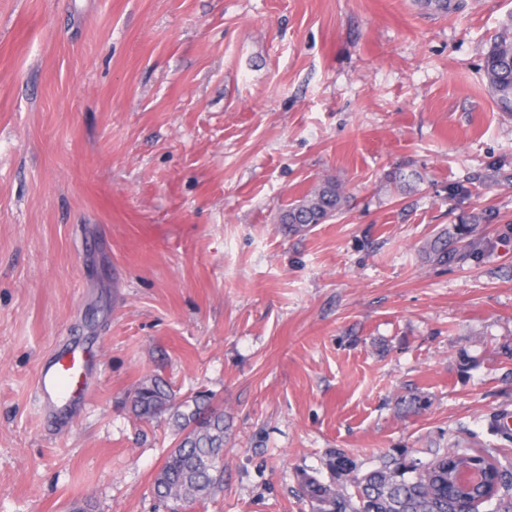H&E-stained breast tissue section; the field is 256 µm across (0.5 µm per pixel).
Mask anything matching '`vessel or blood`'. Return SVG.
<instances>
[{
  "label": "vessel or blood",
  "instance_id": "obj_1",
  "mask_svg": "<svg viewBox=\"0 0 512 512\" xmlns=\"http://www.w3.org/2000/svg\"><path fill=\"white\" fill-rule=\"evenodd\" d=\"M94 362L80 338L68 339L41 365L35 381L43 409L66 418L88 395Z\"/></svg>",
  "mask_w": 512,
  "mask_h": 512
}]
</instances>
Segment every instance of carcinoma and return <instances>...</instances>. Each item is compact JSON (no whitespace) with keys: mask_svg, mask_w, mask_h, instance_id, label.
<instances>
[{"mask_svg":"<svg viewBox=\"0 0 512 512\" xmlns=\"http://www.w3.org/2000/svg\"><path fill=\"white\" fill-rule=\"evenodd\" d=\"M483 71L495 107L512 117V13L490 43ZM345 202L340 185L325 180L293 201L282 223L291 231L322 224L337 216ZM428 255L438 264L448 263L442 238L430 242ZM168 403V394L153 385L139 391L135 406L148 418ZM173 418L179 441L154 476L152 490L158 499L173 503L170 512H187L224 484V412L196 397L175 408ZM467 464L487 467L492 475V489L478 500L456 494V473ZM325 466L331 474L327 483L307 473L298 475L311 512H512V463L473 448H448L433 453L427 462L405 452L388 454L378 467L364 473L346 453L335 450Z\"/></svg>","mask_w":512,"mask_h":512,"instance_id":"cac0c4a2","label":"carcinoma"}]
</instances>
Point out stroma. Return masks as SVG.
<instances>
[{"mask_svg": "<svg viewBox=\"0 0 512 512\" xmlns=\"http://www.w3.org/2000/svg\"><path fill=\"white\" fill-rule=\"evenodd\" d=\"M511 13L0 0V512H168L157 379L228 426L194 512H310L331 448L512 456V118L482 71ZM326 179L342 212L288 231ZM68 336L94 389L55 421L34 385ZM168 394L160 386L142 388L137 396L135 406L137 412L143 417H151L169 403Z\"/></svg>", "mask_w": 512, "mask_h": 512, "instance_id": "stroma-1", "label": "stroma"}]
</instances>
